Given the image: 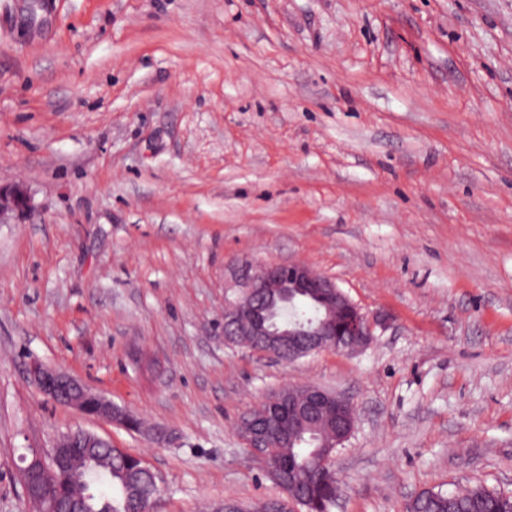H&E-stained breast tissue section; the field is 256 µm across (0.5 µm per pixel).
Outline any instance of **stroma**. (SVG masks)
<instances>
[{
  "label": "stroma",
  "instance_id": "35a3bbf8",
  "mask_svg": "<svg viewBox=\"0 0 512 512\" xmlns=\"http://www.w3.org/2000/svg\"><path fill=\"white\" fill-rule=\"evenodd\" d=\"M0 512L85 428L157 512L280 496L237 433L267 394L350 398L331 512L512 494V0H0ZM244 261H302L385 329L284 363L224 342ZM139 419L46 398L31 361ZM31 208V195L23 184L0 185V224L12 216L22 220Z\"/></svg>",
  "mask_w": 512,
  "mask_h": 512
}]
</instances>
